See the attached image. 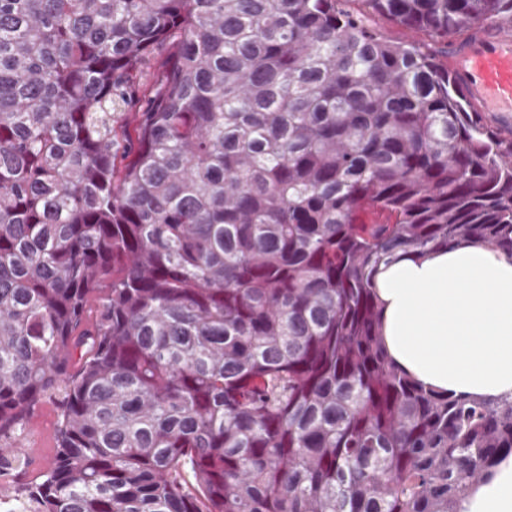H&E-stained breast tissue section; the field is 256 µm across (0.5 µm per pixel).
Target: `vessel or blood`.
<instances>
[{
	"label": "vessel or blood",
	"mask_w": 512,
	"mask_h": 512,
	"mask_svg": "<svg viewBox=\"0 0 512 512\" xmlns=\"http://www.w3.org/2000/svg\"><path fill=\"white\" fill-rule=\"evenodd\" d=\"M449 66L467 100L496 127L512 129V31L473 29L452 50Z\"/></svg>",
	"instance_id": "1"
}]
</instances>
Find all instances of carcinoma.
<instances>
[{
	"mask_svg": "<svg viewBox=\"0 0 512 512\" xmlns=\"http://www.w3.org/2000/svg\"><path fill=\"white\" fill-rule=\"evenodd\" d=\"M374 15L512 30V0H0V471L60 410L0 512H458L512 453V398L415 381L373 292L401 253L512 255V134ZM29 422L24 425L21 432H18L16 443L18 450L27 453L29 464L25 473L16 475L12 472L0 474V491L11 493L22 483L30 482L44 473L52 462L56 451V431L58 421L57 406L44 401L38 404L32 413ZM39 420L40 425L36 426L35 421ZM29 448H32L31 454Z\"/></svg>",
	"mask_w": 512,
	"mask_h": 512,
	"instance_id": "1",
	"label": "carcinoma"
}]
</instances>
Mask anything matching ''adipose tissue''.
Here are the masks:
<instances>
[{
    "label": "adipose tissue",
    "mask_w": 512,
    "mask_h": 512,
    "mask_svg": "<svg viewBox=\"0 0 512 512\" xmlns=\"http://www.w3.org/2000/svg\"><path fill=\"white\" fill-rule=\"evenodd\" d=\"M374 292L390 358L423 385L512 397V256L476 243L380 264ZM460 512H512V454Z\"/></svg>",
    "instance_id": "obj_1"
}]
</instances>
